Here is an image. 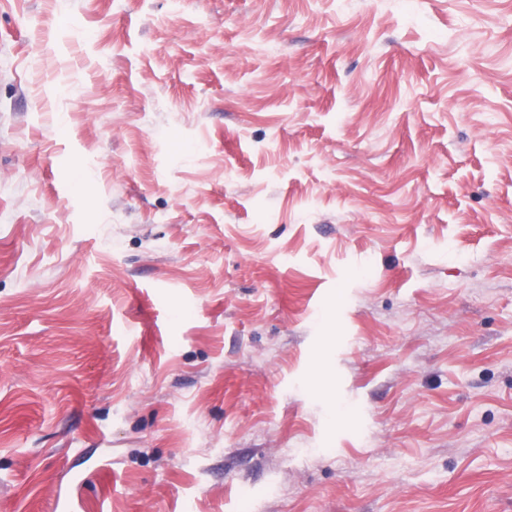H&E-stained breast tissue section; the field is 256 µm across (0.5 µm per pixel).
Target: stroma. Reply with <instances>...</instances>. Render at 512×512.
<instances>
[{
  "mask_svg": "<svg viewBox=\"0 0 512 512\" xmlns=\"http://www.w3.org/2000/svg\"><path fill=\"white\" fill-rule=\"evenodd\" d=\"M65 500L512 512V0H0V512Z\"/></svg>",
  "mask_w": 512,
  "mask_h": 512,
  "instance_id": "35a3bbf8",
  "label": "stroma"
}]
</instances>
